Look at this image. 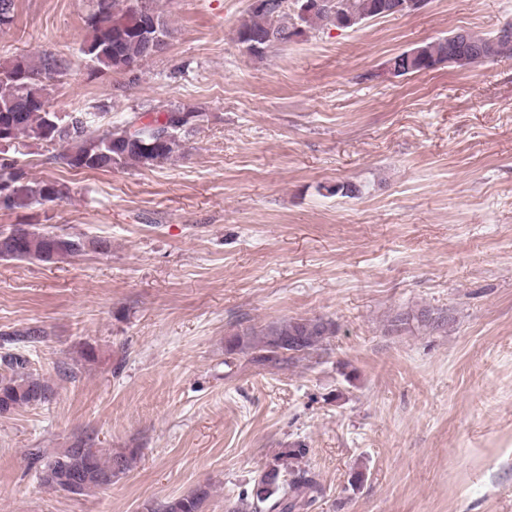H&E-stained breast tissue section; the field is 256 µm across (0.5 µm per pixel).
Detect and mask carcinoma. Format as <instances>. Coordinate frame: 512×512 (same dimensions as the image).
Here are the masks:
<instances>
[{
	"instance_id": "obj_1",
	"label": "carcinoma",
	"mask_w": 512,
	"mask_h": 512,
	"mask_svg": "<svg viewBox=\"0 0 512 512\" xmlns=\"http://www.w3.org/2000/svg\"><path fill=\"white\" fill-rule=\"evenodd\" d=\"M296 12L287 14L278 6L247 10V17L236 29V42L254 58L266 53L264 47L288 44L305 30L329 23L349 29L348 21H362L394 15L397 0H322L308 10L310 0H294ZM137 0H92L85 18L89 39L79 52L100 72L117 70V62L139 69L162 53L171 35L162 14L155 23L160 39L151 42L141 33L142 15ZM15 20V0H0V30ZM470 43L454 45L439 38L422 45L416 57L396 55L390 63L399 75H413L430 67L446 64L460 68L512 54V36L483 37L469 33ZM70 68V60L53 52L22 54L0 66V182L7 183V197L0 208L24 210L61 202L69 187L55 180L29 177L19 160L20 146L26 140L40 142L58 153L53 158L73 170L107 171L112 168L135 170L167 163L194 133L206 113L196 106L144 105L120 125H95L92 113L82 109L60 117L49 110L53 86ZM92 251L107 254L111 243L102 238H83L38 228L34 224L0 227V260L37 261L44 264L67 262ZM338 324L331 318L291 317L265 325L240 327L224 339L225 355L248 356V362L262 369H281L328 349ZM0 414L40 405L53 393L50 380L34 372L21 354L0 359ZM310 449L295 443L277 457L280 464L260 472L250 492L228 502L225 512H309L323 488L308 464ZM31 459L38 466L39 481L71 496L112 484L131 471L141 459V449L112 451L98 448L91 439H79L68 448L48 451L34 448ZM209 497L207 487L173 497L146 512H202Z\"/></svg>"
}]
</instances>
